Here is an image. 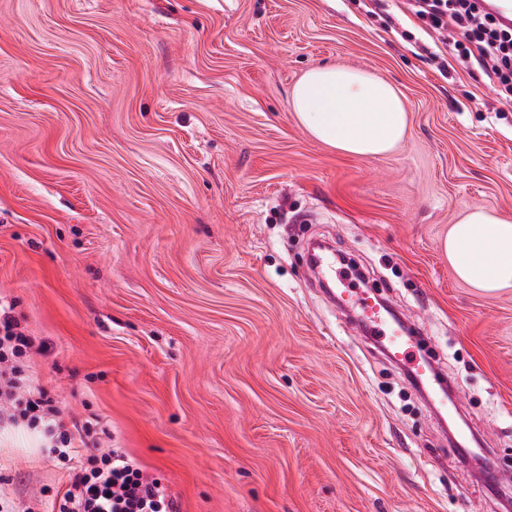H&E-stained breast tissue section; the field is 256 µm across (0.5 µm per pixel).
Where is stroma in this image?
<instances>
[{
	"label": "stroma",
	"instance_id": "35a3bbf8",
	"mask_svg": "<svg viewBox=\"0 0 512 512\" xmlns=\"http://www.w3.org/2000/svg\"><path fill=\"white\" fill-rule=\"evenodd\" d=\"M403 96V142L357 157L289 103L315 65ZM512 220V107L437 52L403 0H0V295L44 340L42 386L99 416L180 512H506L512 288L442 249ZM368 266L453 390L444 408L310 270ZM36 437L0 474L58 486Z\"/></svg>",
	"mask_w": 512,
	"mask_h": 512
}]
</instances>
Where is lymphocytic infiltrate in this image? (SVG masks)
Returning <instances> with one entry per match:
<instances>
[{
	"mask_svg": "<svg viewBox=\"0 0 512 512\" xmlns=\"http://www.w3.org/2000/svg\"><path fill=\"white\" fill-rule=\"evenodd\" d=\"M429 31L451 41L458 64L481 61L501 104L512 105V27L482 8L480 0H407ZM0 296V433L39 432L48 457L59 462L66 490L24 500L0 487V512H179L169 489L125 449L103 445L92 421L70 417L62 403L35 383L30 360L41 345Z\"/></svg>",
	"mask_w": 512,
	"mask_h": 512,
	"instance_id": "obj_1",
	"label": "lymphocytic infiltrate"
}]
</instances>
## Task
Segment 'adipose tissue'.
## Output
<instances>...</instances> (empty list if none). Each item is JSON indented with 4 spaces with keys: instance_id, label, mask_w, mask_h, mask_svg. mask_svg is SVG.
<instances>
[{
    "instance_id": "adipose-tissue-1",
    "label": "adipose tissue",
    "mask_w": 512,
    "mask_h": 512,
    "mask_svg": "<svg viewBox=\"0 0 512 512\" xmlns=\"http://www.w3.org/2000/svg\"><path fill=\"white\" fill-rule=\"evenodd\" d=\"M290 103L317 141L358 157L380 156L406 134L405 103L368 72L317 65L295 83ZM443 250L456 276L486 293L512 287V221L469 207L448 229Z\"/></svg>"
}]
</instances>
